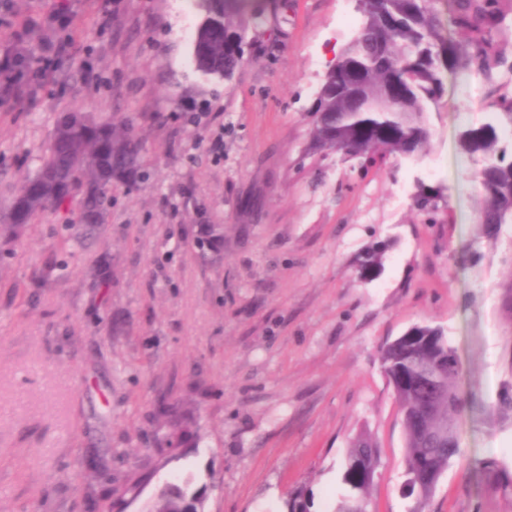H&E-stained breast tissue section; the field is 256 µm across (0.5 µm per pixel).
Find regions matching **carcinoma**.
<instances>
[{
	"mask_svg": "<svg viewBox=\"0 0 512 512\" xmlns=\"http://www.w3.org/2000/svg\"><path fill=\"white\" fill-rule=\"evenodd\" d=\"M450 36L433 0H366L354 36L326 72L317 93L311 132L315 149L335 153L343 146L351 158L374 161L402 154L419 159L432 138L425 114L441 100L446 79L479 70L493 77L507 63L512 45V0H448ZM248 0H198L202 18L193 43L195 67L214 74L233 72L243 55L241 29ZM493 120L464 130L460 146L480 161L478 183L484 203L477 223H512V160L500 146L497 127L512 128V91L489 104ZM101 148L88 130L73 128L56 147L47 148L37 173L26 178L9 208L5 237L19 236L25 225L49 206L79 200L84 224L102 222L112 202V181L140 170L141 143L110 122H91ZM440 187L419 186L414 204L437 216ZM454 367L447 369V361ZM381 367L393 388L405 432V495L416 500L412 512H425L430 484L462 455L460 434L466 399L462 366L445 330L414 326L385 344ZM374 439L363 433L352 442L342 475L345 493L336 512H367L372 483L363 472L378 466ZM493 490L512 503V470L496 457L482 461ZM287 512H310L305 489L292 493Z\"/></svg>",
	"mask_w": 512,
	"mask_h": 512,
	"instance_id": "1",
	"label": "carcinoma"
}]
</instances>
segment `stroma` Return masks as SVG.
<instances>
[{
    "mask_svg": "<svg viewBox=\"0 0 512 512\" xmlns=\"http://www.w3.org/2000/svg\"><path fill=\"white\" fill-rule=\"evenodd\" d=\"M71 5L49 29L46 0H9L32 26H0V52L45 68L20 109L0 111V215L73 110L140 139L143 175L113 183L94 235L74 201L0 238V512H142L188 472L207 512H286L300 487L312 512H334L362 432L380 449L369 512H411L378 351L418 325L447 332L467 400L463 455L431 512H512L481 471L489 456L512 468V413L498 408L512 392V224H478L459 144L498 79H449L427 156L363 168L310 139L356 0H251L227 79L194 65V0ZM69 36L68 55L43 60ZM420 182L444 187L447 219L414 206Z\"/></svg>",
    "mask_w": 512,
    "mask_h": 512,
    "instance_id": "35a3bbf8",
    "label": "stroma"
}]
</instances>
